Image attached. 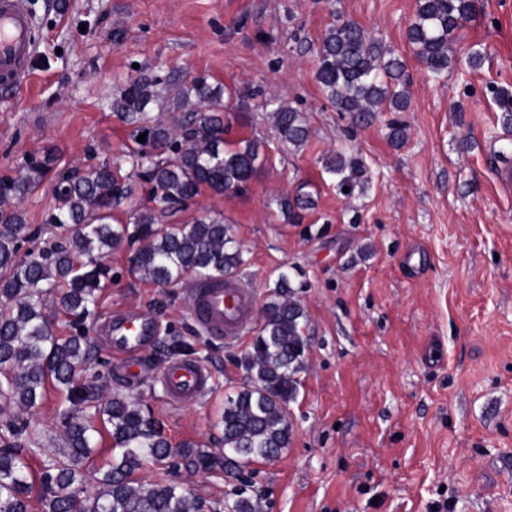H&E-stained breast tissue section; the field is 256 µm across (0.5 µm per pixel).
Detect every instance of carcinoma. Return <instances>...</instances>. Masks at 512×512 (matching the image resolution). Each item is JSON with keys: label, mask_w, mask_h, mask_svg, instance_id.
Listing matches in <instances>:
<instances>
[{"label": "carcinoma", "mask_w": 512, "mask_h": 512, "mask_svg": "<svg viewBox=\"0 0 512 512\" xmlns=\"http://www.w3.org/2000/svg\"><path fill=\"white\" fill-rule=\"evenodd\" d=\"M480 9V0H418L406 37L432 79L447 75L453 65L451 42ZM404 69L400 58L358 24L342 21L321 41L315 79L337 111L369 121L385 110L407 109ZM163 91L179 112L170 122L150 115ZM225 108L224 87L205 75L188 82L170 74L129 79L113 96L112 111L130 128V171L120 179L103 162L59 182L58 203L45 214L44 224L64 229L67 236L25 256L19 255L20 241L29 228L10 200L32 192L52 170L54 158L30 156L17 177L0 179V298L8 309L0 314V395L30 409L52 385L73 393L75 407L63 414L64 458L49 462L42 472L31 469L29 450L0 449V512H32L35 499L47 512H206L205 502L177 483L146 485L135 477L146 462L174 452L160 423L137 402L118 396L93 405L94 416L111 427L113 455L109 467L94 478L96 491L86 489V474L74 462L93 453L98 428L80 416L92 397L77 378L91 364L94 342L85 332L53 335L44 307L51 294L67 314L83 322L108 275L103 258L124 241L141 242L131 258L133 273L161 286H177L188 273L198 278L236 273L243 264L242 250L221 215L161 230L155 227L157 214L137 209L126 222L113 223L114 211L135 194L142 176L172 213L203 189L222 195L245 188L262 167L260 145L244 140L226 145ZM273 115L282 142L299 147L307 140L302 113L280 104ZM144 132L145 141H137ZM326 169L336 176L340 191L345 186L354 190L364 178L361 160L340 151ZM305 318L288 274H280L249 354L251 384L224 401L220 424L231 454L189 447L180 455L203 470H229L241 460L265 459L288 447L287 407L298 394L297 374L307 349ZM229 509L258 512V504L240 492Z\"/></svg>", "instance_id": "obj_1"}]
</instances>
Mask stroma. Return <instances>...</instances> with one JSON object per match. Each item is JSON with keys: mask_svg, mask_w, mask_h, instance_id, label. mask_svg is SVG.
<instances>
[{"mask_svg": "<svg viewBox=\"0 0 512 512\" xmlns=\"http://www.w3.org/2000/svg\"><path fill=\"white\" fill-rule=\"evenodd\" d=\"M32 76L0 86V177L29 155L56 162L34 191L16 200L41 241L72 169L104 160L122 165L128 128L112 110L120 84L136 74L207 75L232 94L229 141L257 142L264 163L243 191H202L176 219L223 213L243 264L237 278L265 305L288 273L306 314L308 348L288 405L291 435L273 461L245 464L240 476L204 473L182 458L149 463L145 483L175 482L214 505L236 488L261 512H512V195L495 169L512 155V123L495 100L512 89V0H483L451 44L448 79L428 78L407 42L417 0H29ZM381 39L405 63L409 107L357 126L336 112L316 80V51L338 20ZM481 54L471 66L472 54ZM266 99L303 112L307 142L283 144ZM406 127L394 144L389 124ZM345 152L365 167L352 197L336 188L326 160ZM308 206L283 213L282 199ZM134 242L111 268L92 317L87 374L98 401L123 395L160 421L171 448L222 446L224 399L249 384L243 359L253 338L209 339L187 305L193 279L161 287L131 270ZM139 310L160 325L131 382L124 360L96 330L108 316ZM206 367L211 388L169 405L158 381L174 355ZM66 394L52 391L34 411L0 398V448L8 423L28 425L41 470L61 455Z\"/></svg>", "mask_w": 512, "mask_h": 512, "instance_id": "1", "label": "stroma"}]
</instances>
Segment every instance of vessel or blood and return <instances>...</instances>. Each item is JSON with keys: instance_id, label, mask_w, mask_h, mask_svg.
Listing matches in <instances>:
<instances>
[{"instance_id": "1", "label": "vessel or blood", "mask_w": 512, "mask_h": 512, "mask_svg": "<svg viewBox=\"0 0 512 512\" xmlns=\"http://www.w3.org/2000/svg\"><path fill=\"white\" fill-rule=\"evenodd\" d=\"M33 20L24 0H0V85L17 86L30 74ZM255 295L249 285L233 276L200 278L188 295L192 320L202 335L235 342L253 325ZM157 334L156 321L138 310L110 317L106 335L114 351L127 358L126 372L136 376L138 355ZM211 374L196 362L174 360L160 372L159 381L176 405L196 401L210 388Z\"/></svg>"}]
</instances>
